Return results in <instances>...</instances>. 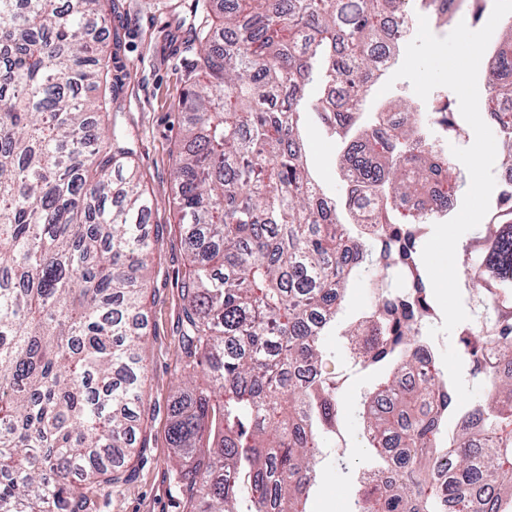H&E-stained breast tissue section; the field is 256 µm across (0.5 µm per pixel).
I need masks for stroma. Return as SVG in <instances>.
<instances>
[{"label":"stroma","instance_id":"stroma-1","mask_svg":"<svg viewBox=\"0 0 512 512\" xmlns=\"http://www.w3.org/2000/svg\"><path fill=\"white\" fill-rule=\"evenodd\" d=\"M184 0H111L100 35L106 43L109 76L106 94L112 99L110 120L121 143L131 151L141 181L154 205L147 218L153 240L149 259L144 309L148 322L143 383L145 404L138 420L139 440L145 446L135 458L128 481L95 490L88 512H185L187 495L175 480L168 429V405L186 373L179 349L186 299L181 288L189 255L172 176L184 120L182 100L195 54L190 47L189 24H177ZM305 132L309 162L318 182L336 199H343L345 184L335 158L338 145L317 122L307 117ZM374 302L369 272L348 284L336 317V327L325 340L328 368L344 375L346 384L338 404L342 433L323 436L320 481L310 512H353L359 477L376 464L362 446L364 399L382 372L362 369L353 357L343 332ZM428 342L445 375L457 384L460 404L484 398V375H474L465 360L458 334L430 337Z\"/></svg>","mask_w":512,"mask_h":512}]
</instances>
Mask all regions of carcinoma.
I'll use <instances>...</instances> for the list:
<instances>
[{"label": "carcinoma", "mask_w": 512, "mask_h": 512, "mask_svg": "<svg viewBox=\"0 0 512 512\" xmlns=\"http://www.w3.org/2000/svg\"><path fill=\"white\" fill-rule=\"evenodd\" d=\"M191 0L197 42L174 159L190 267L183 282L188 366L212 387L169 405L186 512H309L323 435L336 433L341 379L324 341L349 277L376 278L375 308L351 326L364 369L389 367L365 398L380 465L363 472L353 512H512V181L465 250L478 297L460 328L487 400L462 407L430 358L402 372L437 317L405 213L437 186H463L427 150L452 112H365L378 58L401 36L388 16L410 0ZM469 0H429L450 18ZM105 0H0V512H86L88 493L124 480L141 454L143 308L153 200L102 127L106 64L90 21ZM483 104L512 165V24L489 52ZM340 139L352 235L314 179L301 114ZM456 432L446 436L448 413Z\"/></svg>", "instance_id": "carcinoma-1"}]
</instances>
